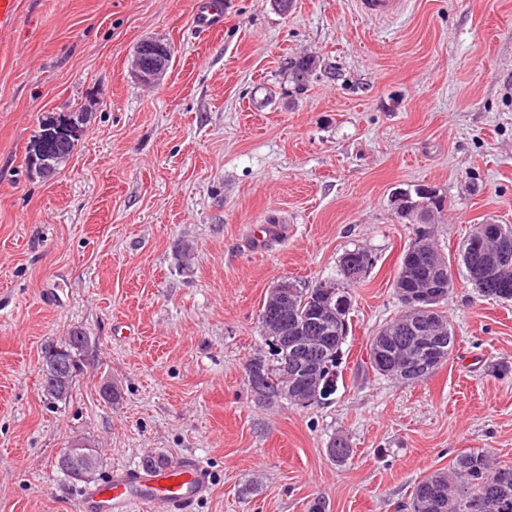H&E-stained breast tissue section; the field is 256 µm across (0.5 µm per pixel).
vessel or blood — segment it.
<instances>
[{
    "label": "vessel or blood",
    "instance_id": "1",
    "mask_svg": "<svg viewBox=\"0 0 512 512\" xmlns=\"http://www.w3.org/2000/svg\"><path fill=\"white\" fill-rule=\"evenodd\" d=\"M409 0H356L363 15L392 20L408 8ZM196 28L210 32L224 25L223 0H201L194 16ZM208 471L185 458L162 471L143 468L115 470L108 481L84 490L78 512H194L196 504L210 491Z\"/></svg>",
    "mask_w": 512,
    "mask_h": 512
}]
</instances>
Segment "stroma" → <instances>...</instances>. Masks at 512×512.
<instances>
[{
    "label": "stroma",
    "mask_w": 512,
    "mask_h": 512,
    "mask_svg": "<svg viewBox=\"0 0 512 512\" xmlns=\"http://www.w3.org/2000/svg\"><path fill=\"white\" fill-rule=\"evenodd\" d=\"M197 2L21 0L0 35V512H77L55 468L77 440L100 455L98 484L150 451L193 456L211 475L195 512H307L318 496L399 512L461 451L512 466V302L456 277L448 361L414 383L369 364L418 231L396 190L444 197L426 230L452 255L475 225H512V0H412L394 21L355 0H224L216 34L195 28ZM151 36L175 55L145 87L129 69ZM300 54L317 66L298 92ZM82 106L67 165L33 174L43 124ZM272 221L281 236L252 245L250 225ZM357 247L375 262L330 402L258 403L244 367L269 288L337 278ZM75 328L89 351L52 403L43 355Z\"/></svg>",
    "instance_id": "obj_1"
}]
</instances>
